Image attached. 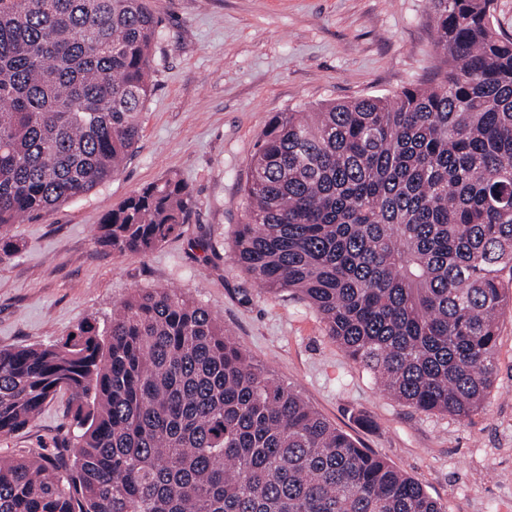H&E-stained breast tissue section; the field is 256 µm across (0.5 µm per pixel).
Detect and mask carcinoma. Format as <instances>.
<instances>
[{
  "label": "carcinoma",
  "instance_id": "obj_1",
  "mask_svg": "<svg viewBox=\"0 0 512 512\" xmlns=\"http://www.w3.org/2000/svg\"><path fill=\"white\" fill-rule=\"evenodd\" d=\"M430 4L434 80L274 115L233 253L266 290L301 295L392 398L465 420L512 304V35L496 0ZM158 24L152 0H0V252L22 250L8 225L120 172ZM193 204L181 180L151 183L103 216L95 244L148 254ZM61 388L74 430L0 461V512H442L171 289L60 345L0 349V435Z\"/></svg>",
  "mask_w": 512,
  "mask_h": 512
}]
</instances>
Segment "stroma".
<instances>
[{"instance_id":"35a3bbf8","label":"stroma","mask_w":512,"mask_h":512,"mask_svg":"<svg viewBox=\"0 0 512 512\" xmlns=\"http://www.w3.org/2000/svg\"><path fill=\"white\" fill-rule=\"evenodd\" d=\"M159 39L142 133L109 182L50 214L10 225L21 252L0 258V348L59 344L141 288L201 302L255 363L360 447L418 480L444 512H512V307L499 318L494 383L469 419L388 397L288 292L261 288L233 258L243 188L276 113L391 95L431 78L430 0H155ZM174 176L194 197L179 236L146 255L94 238L104 213ZM57 392L0 457L57 448L72 423Z\"/></svg>"}]
</instances>
